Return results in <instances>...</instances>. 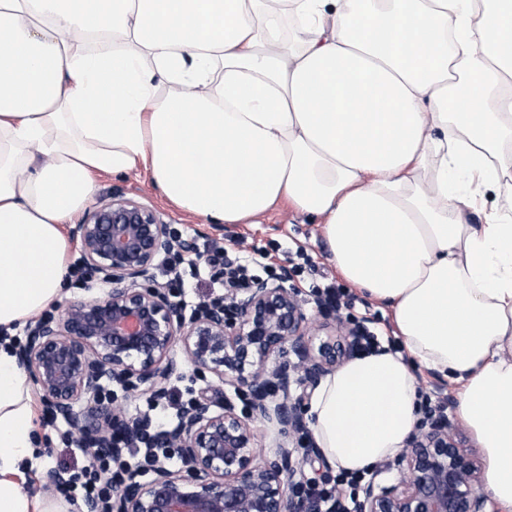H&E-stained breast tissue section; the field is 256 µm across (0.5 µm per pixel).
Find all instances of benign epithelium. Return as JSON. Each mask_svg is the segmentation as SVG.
Returning a JSON list of instances; mask_svg holds the SVG:
<instances>
[{"label":"benign epithelium","mask_w":512,"mask_h":512,"mask_svg":"<svg viewBox=\"0 0 512 512\" xmlns=\"http://www.w3.org/2000/svg\"><path fill=\"white\" fill-rule=\"evenodd\" d=\"M72 236L105 289L35 318L16 349L18 365L88 456L110 457L119 472L133 448H165L180 459L171 468L153 456L147 481L101 473L112 490L86 503L88 512H314L296 476L324 462L320 448L302 458L284 442L257 451L247 418L218 406L207 389L180 408L173 427L154 429L127 416L112 387L160 401L171 376L209 374L280 432L303 434L305 393L297 390L352 357L358 330L308 318L286 266L272 279L227 283L224 298L186 310L155 269L175 245L191 252L194 242L176 241L158 211L123 193L89 210ZM482 481L478 453L438 414L366 484L354 512H485ZM64 483L48 470L39 489L54 493Z\"/></svg>","instance_id":"1"}]
</instances>
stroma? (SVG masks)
Returning a JSON list of instances; mask_svg holds the SVG:
<instances>
[{
    "label": "stroma",
    "mask_w": 512,
    "mask_h": 512,
    "mask_svg": "<svg viewBox=\"0 0 512 512\" xmlns=\"http://www.w3.org/2000/svg\"><path fill=\"white\" fill-rule=\"evenodd\" d=\"M122 192L140 203L157 210L164 221L171 225L178 236L191 238L199 253L212 254L228 250L239 257L261 254L264 266L254 267L256 276L268 279L278 274L282 265L293 258L296 250H303L313 264L312 269L294 276L293 284L309 318L319 316L312 288L314 285L342 283L343 278L331 262L321 229L311 219L296 213L288 205H280L254 224H213L194 218L170 204L157 184L143 172L128 174H100L97 178L95 200L109 199L112 193ZM350 305L346 311L337 313L338 325H349L351 320L374 323L377 333L393 337L395 328L388 307L372 301L355 287H348ZM212 377L184 375L171 377L167 383L175 407L158 413L150 410L151 398L141 394L129 399L126 410L132 416H148L154 426L172 427L176 422L177 405L188 402L197 393L212 384ZM33 423L44 433L45 451L38 468L26 475L24 487L36 491L45 470L58 469L71 472L83 467L86 456L78 448L64 440L68 427L64 421L51 419L41 400L39 391H32Z\"/></svg>",
    "instance_id": "35a3bbf8"
}]
</instances>
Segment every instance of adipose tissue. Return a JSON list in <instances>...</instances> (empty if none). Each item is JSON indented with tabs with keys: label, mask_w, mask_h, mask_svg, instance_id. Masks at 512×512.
Wrapping results in <instances>:
<instances>
[{
	"label": "adipose tissue",
	"mask_w": 512,
	"mask_h": 512,
	"mask_svg": "<svg viewBox=\"0 0 512 512\" xmlns=\"http://www.w3.org/2000/svg\"><path fill=\"white\" fill-rule=\"evenodd\" d=\"M508 142L512 0H0V328L60 295L62 227L96 174L147 170L215 224L288 201L404 346L319 383L328 462L362 474L404 448L417 364L457 384L484 489L512 512V223H469L452 186L463 169L511 192ZM32 414L0 343V512H65L24 487Z\"/></svg>",
	"instance_id": "1"
}]
</instances>
